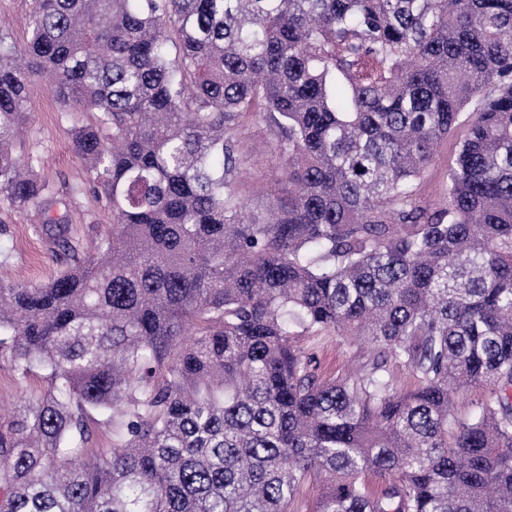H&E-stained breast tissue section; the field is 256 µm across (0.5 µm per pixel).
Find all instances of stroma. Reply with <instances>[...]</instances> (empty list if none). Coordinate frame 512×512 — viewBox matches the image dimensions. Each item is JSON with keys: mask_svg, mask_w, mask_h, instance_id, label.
<instances>
[{"mask_svg": "<svg viewBox=\"0 0 512 512\" xmlns=\"http://www.w3.org/2000/svg\"><path fill=\"white\" fill-rule=\"evenodd\" d=\"M32 123L28 129L26 149L41 155L42 178L55 183L60 193L85 177L82 158L72 145V131L62 122L63 108L50 80L36 81L30 90ZM466 123H459L437 149L431 164L414 184L415 193L424 202L434 204L442 199L448 183V168L454 162L460 143L467 134ZM248 156L245 175L239 182L242 196L259 192L282 194L285 183L282 168L271 150L264 126L248 122L241 131ZM66 214L69 237L80 249H87L112 228V216L90 193L71 202L66 211L52 209L50 214L38 210L8 213L0 226V275L22 284H45L53 280L69 263L61 247L42 230L48 216ZM293 343L312 360L315 373L323 379H337L361 366L369 358L366 350L349 344L346 338L323 331L311 333L296 330ZM50 383L45 372L35 371L26 379H17L6 359L0 358V406L10 407L40 399Z\"/></svg>", "mask_w": 512, "mask_h": 512, "instance_id": "1", "label": "stroma"}]
</instances>
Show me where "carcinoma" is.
<instances>
[{
  "label": "carcinoma",
  "mask_w": 512,
  "mask_h": 512,
  "mask_svg": "<svg viewBox=\"0 0 512 512\" xmlns=\"http://www.w3.org/2000/svg\"><path fill=\"white\" fill-rule=\"evenodd\" d=\"M46 75L112 234L82 255L50 218L70 267L0 280V353L50 381L0 424V512H290L312 478L316 512H512V0H31L0 37L10 211L57 203L26 153ZM470 104L432 208L413 183ZM248 117L286 199L239 194ZM295 327L373 356L322 381ZM388 378L397 393H407L419 385L411 370L397 363L390 365ZM496 387L492 385L473 386L460 390L453 404V413L460 420H466L487 400L495 396ZM93 422H90L92 440L88 444L89 454L106 453L112 448V427L103 423V417L92 413Z\"/></svg>",
  "instance_id": "cac0c4a2"
}]
</instances>
